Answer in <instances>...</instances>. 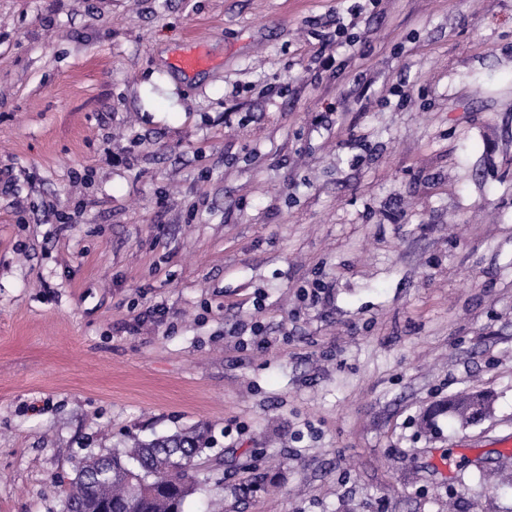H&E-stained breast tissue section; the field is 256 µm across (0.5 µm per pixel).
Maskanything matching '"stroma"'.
Masks as SVG:
<instances>
[{
    "instance_id": "stroma-1",
    "label": "stroma",
    "mask_w": 512,
    "mask_h": 512,
    "mask_svg": "<svg viewBox=\"0 0 512 512\" xmlns=\"http://www.w3.org/2000/svg\"><path fill=\"white\" fill-rule=\"evenodd\" d=\"M190 427L184 512H512V0H0V512ZM175 66L183 73L192 74L209 67V59L201 50L193 49L180 55ZM485 403H490L487 393L480 390L468 391L448 399L446 404L436 405L429 417L448 412L463 425L474 424L485 416Z\"/></svg>"
}]
</instances>
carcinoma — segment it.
<instances>
[{
  "label": "carcinoma",
  "instance_id": "cac0c4a2",
  "mask_svg": "<svg viewBox=\"0 0 512 512\" xmlns=\"http://www.w3.org/2000/svg\"><path fill=\"white\" fill-rule=\"evenodd\" d=\"M487 402V393L468 391L430 415L448 412L463 425L474 424ZM207 449L205 434L190 429L89 456L69 477L64 512H182L186 498L201 488L194 471Z\"/></svg>",
  "mask_w": 512,
  "mask_h": 512
}]
</instances>
